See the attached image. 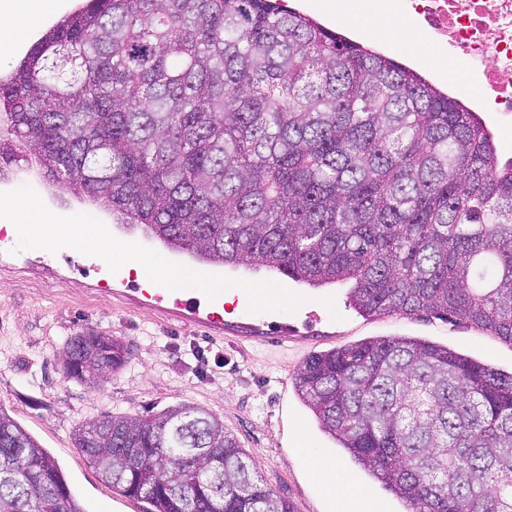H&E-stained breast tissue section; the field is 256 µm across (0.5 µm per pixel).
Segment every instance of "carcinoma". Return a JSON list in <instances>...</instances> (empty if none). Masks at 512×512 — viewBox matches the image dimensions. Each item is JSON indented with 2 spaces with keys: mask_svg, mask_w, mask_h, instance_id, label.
I'll return each mask as SVG.
<instances>
[{
  "mask_svg": "<svg viewBox=\"0 0 512 512\" xmlns=\"http://www.w3.org/2000/svg\"><path fill=\"white\" fill-rule=\"evenodd\" d=\"M0 119V164L34 152L51 184L173 252L349 282L365 317L512 344V160L420 73L281 0H84L0 76ZM61 360L98 387L129 353L89 329ZM294 380L408 512H512V373L391 337L313 353ZM74 442L150 512H294L197 406L106 411ZM0 512H86L1 408Z\"/></svg>",
  "mask_w": 512,
  "mask_h": 512,
  "instance_id": "1",
  "label": "carcinoma"
}]
</instances>
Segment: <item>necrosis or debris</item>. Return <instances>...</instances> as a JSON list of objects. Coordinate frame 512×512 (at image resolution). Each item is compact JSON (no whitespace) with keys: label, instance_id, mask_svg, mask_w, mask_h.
Returning a JSON list of instances; mask_svg holds the SVG:
<instances>
[{"label":"necrosis or debris","instance_id":"1","mask_svg":"<svg viewBox=\"0 0 512 512\" xmlns=\"http://www.w3.org/2000/svg\"><path fill=\"white\" fill-rule=\"evenodd\" d=\"M438 52L457 59L463 80H479L481 112L512 114V0H390Z\"/></svg>","mask_w":512,"mask_h":512}]
</instances>
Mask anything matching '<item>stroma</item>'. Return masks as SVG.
<instances>
[{"mask_svg": "<svg viewBox=\"0 0 512 512\" xmlns=\"http://www.w3.org/2000/svg\"><path fill=\"white\" fill-rule=\"evenodd\" d=\"M40 19L27 22L6 65L16 64L57 20L81 0H56ZM325 26L352 28L372 42L381 16H336V0H285ZM389 53L431 71L436 84L454 81L459 63L443 57L430 68L417 60L437 55L417 28L396 24L381 33ZM35 203L63 225L95 224L115 230L112 215L86 198L50 187L36 170L14 172L0 183V200ZM0 243V408L15 418L58 462L86 512H146L142 499H121L74 445L76 429L109 410L133 416L182 404L215 414L238 441L260 476L288 498L294 512H325L324 497L299 457L297 432L309 447L332 457L356 488L378 499L384 512L403 504L352 461L322 432L294 388V371L311 353L361 340L407 336L426 339L512 371V344L486 332L434 317L367 320L347 303L348 283L321 288L297 283L263 266H225L216 273L234 287L224 298V321L204 326L191 315L151 305L154 286L121 262L75 254L52 241L39 244L19 225L5 224ZM121 338L128 365L93 389L65 377L60 365L65 340L84 328ZM204 349L198 364L192 347Z\"/></svg>", "mask_w": 512, "mask_h": 512, "instance_id": "1", "label": "stroma"}]
</instances>
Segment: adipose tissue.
Masks as SVG:
<instances>
[{"label":"adipose tissue","mask_w":512,"mask_h":512,"mask_svg":"<svg viewBox=\"0 0 512 512\" xmlns=\"http://www.w3.org/2000/svg\"><path fill=\"white\" fill-rule=\"evenodd\" d=\"M14 217L16 223L22 224L30 237L37 242L56 240L64 243L77 253H95L104 259H118L134 263L130 249L118 243L109 242L99 228L93 225L83 226L77 231H66L56 224L42 220L35 206L26 202L14 204ZM139 275L148 280H167L178 282L179 277L162 263L150 265L134 263ZM304 455L308 461L309 469L314 480L324 489L327 495L333 496L345 504V512H377L369 496L353 491V483L348 476L339 474L335 462L328 460L312 449H305Z\"/></svg>","instance_id":"adipose-tissue-1"}]
</instances>
